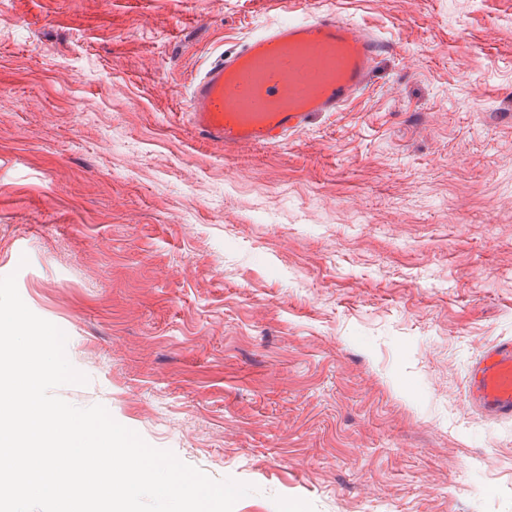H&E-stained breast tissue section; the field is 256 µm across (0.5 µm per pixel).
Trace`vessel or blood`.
<instances>
[{
  "instance_id": "1",
  "label": "vessel or blood",
  "mask_w": 512,
  "mask_h": 512,
  "mask_svg": "<svg viewBox=\"0 0 512 512\" xmlns=\"http://www.w3.org/2000/svg\"><path fill=\"white\" fill-rule=\"evenodd\" d=\"M292 20L217 55L194 79L187 115L225 152L287 140L343 110L369 87L386 42L357 23L314 9L313 0H272ZM468 398L484 417L512 421V338L487 347L470 371Z\"/></svg>"
}]
</instances>
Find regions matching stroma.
<instances>
[{
	"label": "stroma",
	"instance_id": "35a3bbf8",
	"mask_svg": "<svg viewBox=\"0 0 512 512\" xmlns=\"http://www.w3.org/2000/svg\"><path fill=\"white\" fill-rule=\"evenodd\" d=\"M389 44L343 111L225 154L196 73L269 0H0V277L234 512H512V0H334ZM468 398L482 416L512 421V338L491 344L474 361Z\"/></svg>",
	"mask_w": 512,
	"mask_h": 512
}]
</instances>
